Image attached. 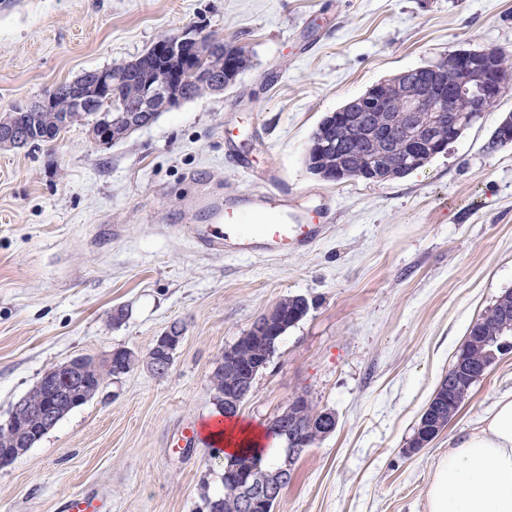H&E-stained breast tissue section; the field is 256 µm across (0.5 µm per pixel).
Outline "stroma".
Wrapping results in <instances>:
<instances>
[{"label":"stroma","instance_id":"35a3bbf8","mask_svg":"<svg viewBox=\"0 0 512 512\" xmlns=\"http://www.w3.org/2000/svg\"><path fill=\"white\" fill-rule=\"evenodd\" d=\"M189 29L252 68L115 143L78 123L50 146L0 147V425L74 357H138L0 468V512H62L76 493L104 512H207L224 460L177 442L218 418L225 349L290 295L310 310L238 418L265 428L303 395L336 429L298 458L274 512H426L449 433L512 393L510 353L408 453L469 326L512 291V147L489 146L512 91L402 178L327 182L305 155L324 115L380 81L455 50L512 53V0H0V112ZM202 181L216 195L285 189L323 207L326 232L282 258L212 257L181 206ZM173 322L184 338L158 377L143 357ZM227 358L228 354L225 352L214 370L211 384L219 411L222 412L225 418H231L236 416L239 410L231 411L224 407V394H226V390L231 383L234 382V376L227 370Z\"/></svg>","mask_w":512,"mask_h":512}]
</instances>
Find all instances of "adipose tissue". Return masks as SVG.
<instances>
[{
    "mask_svg": "<svg viewBox=\"0 0 512 512\" xmlns=\"http://www.w3.org/2000/svg\"><path fill=\"white\" fill-rule=\"evenodd\" d=\"M426 512H512V393L448 438L426 490Z\"/></svg>",
    "mask_w": 512,
    "mask_h": 512,
    "instance_id": "obj_1",
    "label": "adipose tissue"
}]
</instances>
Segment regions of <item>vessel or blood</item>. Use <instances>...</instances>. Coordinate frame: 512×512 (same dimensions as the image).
<instances>
[{"label": "vessel or blood", "instance_id": "1", "mask_svg": "<svg viewBox=\"0 0 512 512\" xmlns=\"http://www.w3.org/2000/svg\"><path fill=\"white\" fill-rule=\"evenodd\" d=\"M202 221L192 229L204 253L225 256H288L319 239L325 231L316 208H296L286 192L273 187L248 196H214L199 191L185 200Z\"/></svg>", "mask_w": 512, "mask_h": 512}]
</instances>
